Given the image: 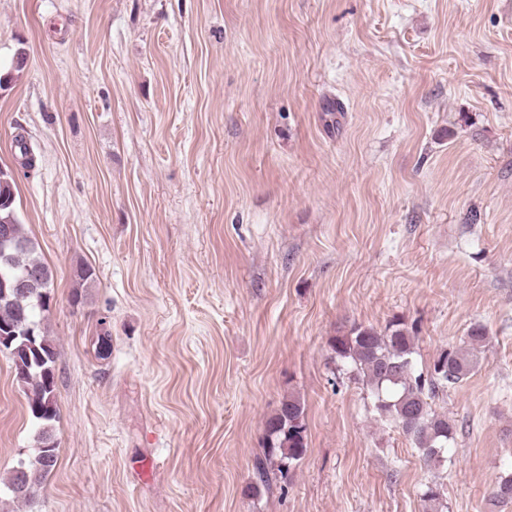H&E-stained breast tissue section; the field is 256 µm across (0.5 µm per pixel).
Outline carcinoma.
Here are the masks:
<instances>
[{
	"label": "carcinoma",
	"instance_id": "cac0c4a2",
	"mask_svg": "<svg viewBox=\"0 0 512 512\" xmlns=\"http://www.w3.org/2000/svg\"><path fill=\"white\" fill-rule=\"evenodd\" d=\"M13 176L0 170V225L9 228L10 265H0V273L10 276L34 274L44 280V290L52 286L49 267L38 256L37 243L25 232L15 206ZM49 308V296L29 293L0 294V332L13 337L0 346L9 351L17 373L22 377L27 410L39 424L36 442H48L46 462L29 472L32 490H15L17 473L11 472L5 486L13 500L30 504L35 501L47 477L58 461L53 422L58 416L55 398V348L48 338L41 313ZM487 336L483 327L470 328L468 347L448 348L439 353L427 373L416 370L413 359L415 336L400 321H391L384 332L357 326L348 334L335 337L331 349L342 362L354 367L369 387L377 413L395 422L411 439L423 464L433 473L424 485L421 499L429 512L446 508L444 483L440 471L451 463L454 425L448 417L436 413L430 400L450 384L461 382L478 365L477 352ZM307 452L305 408L290 396L265 421L262 453L253 464V491L268 488L274 480L288 481ZM489 501L496 506L512 501V470L506 471L493 487Z\"/></svg>",
	"mask_w": 512,
	"mask_h": 512
}]
</instances>
